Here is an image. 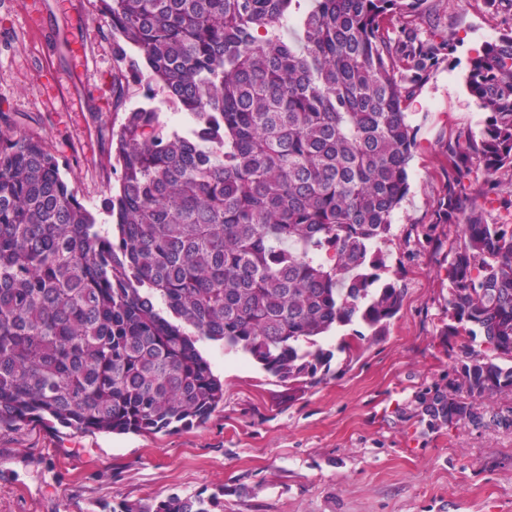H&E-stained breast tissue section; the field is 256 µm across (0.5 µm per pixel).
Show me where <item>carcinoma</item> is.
<instances>
[{
    "instance_id": "carcinoma-1",
    "label": "carcinoma",
    "mask_w": 512,
    "mask_h": 512,
    "mask_svg": "<svg viewBox=\"0 0 512 512\" xmlns=\"http://www.w3.org/2000/svg\"><path fill=\"white\" fill-rule=\"evenodd\" d=\"M99 2L116 104L130 82L159 87L191 126L169 132L139 106L112 129L110 232L55 153L0 129V428L200 426L224 402L204 340L281 382L319 381L333 356L320 339L354 324L376 336L402 307L376 244L409 188L405 102L451 44L406 21L424 0ZM466 86L482 127L448 142L434 211L457 231L444 335L490 354L464 346L462 383L423 402L431 428L478 425L480 399L512 393V224L478 203L512 211L498 177L512 172V26L470 59ZM102 512H224V493Z\"/></svg>"
}]
</instances>
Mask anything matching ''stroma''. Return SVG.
<instances>
[{"instance_id":"35a3bbf8","label":"stroma","mask_w":512,"mask_h":512,"mask_svg":"<svg viewBox=\"0 0 512 512\" xmlns=\"http://www.w3.org/2000/svg\"><path fill=\"white\" fill-rule=\"evenodd\" d=\"M414 27L448 39L451 54L407 103L417 148L410 189L380 242L383 279L405 288L382 336L354 355L339 336L319 383H282L220 343L200 350L224 382L206 424L169 434L0 429V512H99L173 492L224 493V512H512V427L428 428L422 398L459 377L448 322L447 225L431 226L448 184V142L477 130L483 113L465 79L471 57L512 16L484 0H425ZM118 63L98 0H0V129L40 137L99 224L115 184L112 129L147 102L130 86L113 102ZM162 115L163 92L149 100ZM434 242H426L425 228Z\"/></svg>"}]
</instances>
